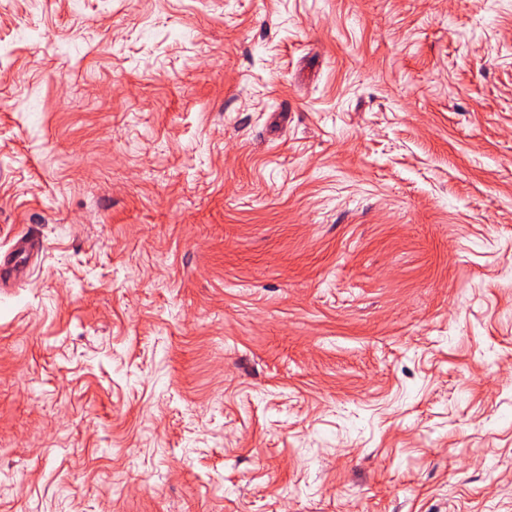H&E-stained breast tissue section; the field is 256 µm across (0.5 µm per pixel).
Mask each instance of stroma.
<instances>
[{
	"label": "stroma",
	"instance_id": "stroma-1",
	"mask_svg": "<svg viewBox=\"0 0 512 512\" xmlns=\"http://www.w3.org/2000/svg\"><path fill=\"white\" fill-rule=\"evenodd\" d=\"M0 512H512V0H0ZM35 241L29 237H20L5 253L0 254V278L3 274H18L29 262L35 249Z\"/></svg>",
	"mask_w": 512,
	"mask_h": 512
}]
</instances>
